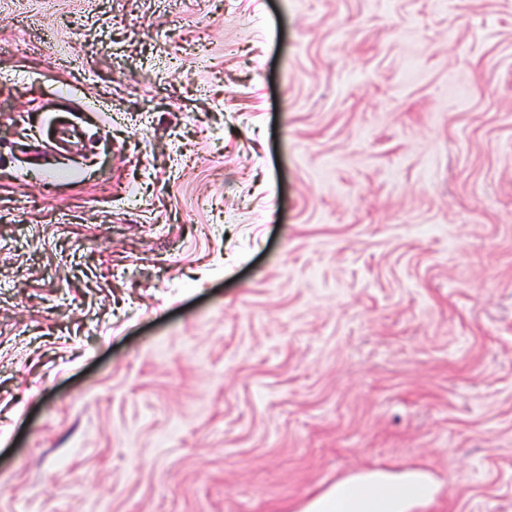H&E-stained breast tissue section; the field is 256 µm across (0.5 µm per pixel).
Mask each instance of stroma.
<instances>
[{
    "label": "stroma",
    "mask_w": 512,
    "mask_h": 512,
    "mask_svg": "<svg viewBox=\"0 0 512 512\" xmlns=\"http://www.w3.org/2000/svg\"><path fill=\"white\" fill-rule=\"evenodd\" d=\"M512 512V0H0V512ZM384 483L385 481L379 477L365 478L353 483L340 481L336 483V494L322 499L316 510L317 512H346L345 506L351 499L365 498L372 488Z\"/></svg>",
    "instance_id": "35a3bbf8"
}]
</instances>
